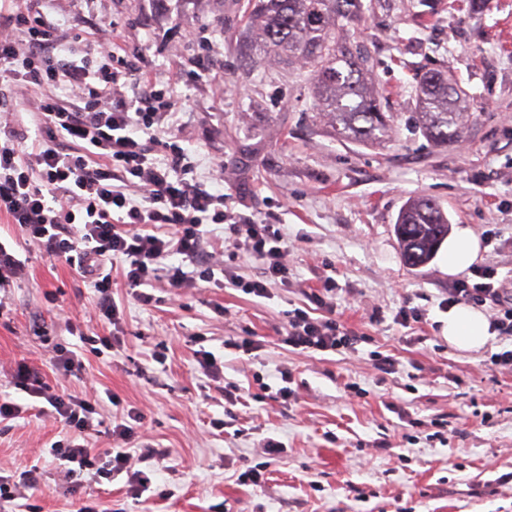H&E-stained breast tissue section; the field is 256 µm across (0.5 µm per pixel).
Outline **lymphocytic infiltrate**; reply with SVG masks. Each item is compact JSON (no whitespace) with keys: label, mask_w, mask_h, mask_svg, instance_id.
<instances>
[{"label":"lymphocytic infiltrate","mask_w":512,"mask_h":512,"mask_svg":"<svg viewBox=\"0 0 512 512\" xmlns=\"http://www.w3.org/2000/svg\"><path fill=\"white\" fill-rule=\"evenodd\" d=\"M7 34L0 36V112L15 109L14 91L38 94L35 132L0 125V216L19 225L46 256L91 276L96 310L112 326L121 313L112 298V261H121L123 277L137 298L150 303L145 286L165 276L170 287L191 288L196 268L213 273L221 263L205 250L204 228L224 227V237L243 255L264 266L261 278L243 281L225 272L227 286L264 298L271 284L287 280L284 255L288 242L279 227L244 211L227 209L223 190L192 177L183 149L166 135L177 126L172 97L156 80L142 77L128 84L126 64L114 47V27L103 21L93 29L99 58L71 52L56 59L52 49L58 28L38 0L10 14ZM180 256V265L170 264ZM476 282H461L448 304L489 306L496 328L512 335V293L495 286V273L477 271ZM334 282L324 294H311L322 310L319 318L297 309L285 327L290 347L303 353L351 348L359 336L336 318ZM26 394L47 399L78 440L55 447L65 476L97 470L99 456L85 444L94 434L96 406L90 399L50 393L39 372L19 363L14 373ZM141 416L128 411L112 434L121 441L109 465L129 472L130 490H145L138 464L164 459L169 451L138 441ZM136 452H128V444Z\"/></svg>","instance_id":"lymphocytic-infiltrate-1"}]
</instances>
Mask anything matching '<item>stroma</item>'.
<instances>
[{
  "label": "stroma",
  "instance_id": "obj_1",
  "mask_svg": "<svg viewBox=\"0 0 512 512\" xmlns=\"http://www.w3.org/2000/svg\"><path fill=\"white\" fill-rule=\"evenodd\" d=\"M368 11L345 34L370 51L393 113L384 143L342 140L315 117L308 69L285 63L252 68L249 0H42L59 27L56 53L97 55L92 40L73 43V28L115 23L114 41L134 77L167 84L183 110L179 144L194 173L223 184L227 206L279 225L288 241V280L258 298L221 281L200 282L171 302L155 280L144 305L112 265V296L124 311L119 344L92 348L112 326L95 313L86 278L48 258L19 225L0 220V243L24 260L23 278L0 290V398L20 407L0 424V474L26 471L40 481L0 512H512V367L495 364L512 349L497 335L482 349L450 346L442 306L460 278L445 256L411 268L394 224L405 202L425 196L450 225L469 226L481 243L477 268L512 288V0H363ZM447 69L467 93L470 126L463 143L436 147L415 133L414 92L427 71ZM336 282V317L362 339L354 349L304 356L282 335L294 309H311L307 290ZM417 319L404 321L403 306ZM253 350L238 349L243 339ZM85 364L64 374L52 347ZM207 351L221 373L202 374ZM395 361L392 373L376 355ZM36 368L52 393L84 396L96 387L101 422L90 445L112 452V425L140 412V432L169 455L142 464L151 481L140 498L128 473L83 475L65 493L52 444L67 428L52 410L32 409L15 388L19 362ZM281 368L296 393L273 399ZM251 397L235 406L254 427L239 438L210 425L224 416V386ZM450 435L437 436V420ZM271 437L285 452L267 459ZM263 464L261 486L238 476Z\"/></svg>",
  "mask_w": 512,
  "mask_h": 512
}]
</instances>
